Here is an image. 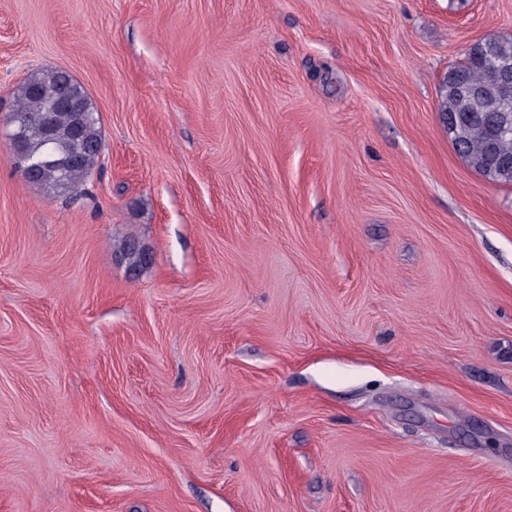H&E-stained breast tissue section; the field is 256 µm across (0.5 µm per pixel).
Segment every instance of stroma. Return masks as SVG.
Wrapping results in <instances>:
<instances>
[{
	"mask_svg": "<svg viewBox=\"0 0 512 512\" xmlns=\"http://www.w3.org/2000/svg\"><path fill=\"white\" fill-rule=\"evenodd\" d=\"M502 36L512 0H0V512H512V185L437 110ZM54 68L77 196L12 165ZM14 112L23 116V141L14 148V166L28 156L40 159L47 148L67 164L64 170L53 164L56 157L46 154L37 162L28 163L26 172L34 175L29 181L53 193L77 194L97 164L102 151L100 118L83 87L65 70H51L31 74L16 93ZM69 96L82 104L85 117L74 131L78 113L57 107L60 98ZM50 133V134H49ZM80 157L79 163L70 159Z\"/></svg>",
	"mask_w": 512,
	"mask_h": 512,
	"instance_id": "35a3bbf8",
	"label": "stroma"
}]
</instances>
